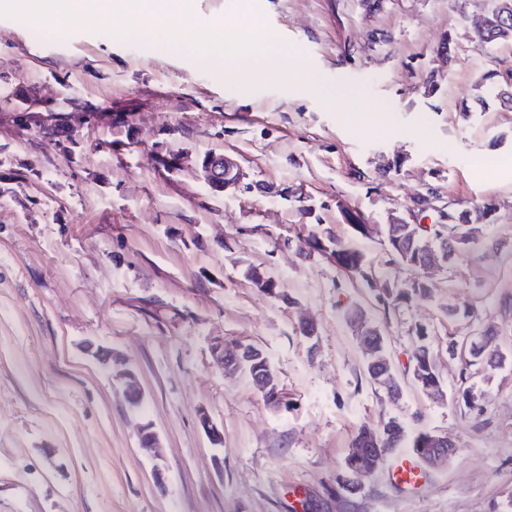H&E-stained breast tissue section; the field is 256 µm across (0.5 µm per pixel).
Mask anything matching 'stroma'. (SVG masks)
<instances>
[{
  "mask_svg": "<svg viewBox=\"0 0 512 512\" xmlns=\"http://www.w3.org/2000/svg\"><path fill=\"white\" fill-rule=\"evenodd\" d=\"M255 5L269 52L303 57L360 122L275 81L239 91L187 49L0 18V97L35 89L87 118L70 151L0 124V512H512V108L483 79L512 68V40L473 43L491 0ZM168 152L179 170L158 164ZM224 155L243 172L226 191L202 169ZM487 203L468 252L402 304L386 289L421 270L395 268L384 233L344 221L350 209L435 224L439 209ZM314 234L363 252L373 282L308 251ZM356 308L383 334L398 402L366 375ZM489 325L502 360L475 374L468 349ZM223 340L262 347L281 407L247 374L225 377ZM422 341L444 400L412 378ZM99 348L136 375L139 406ZM391 419L448 436L455 456L409 489L391 475L404 444L359 493L335 495L359 429ZM147 422L159 451L139 444Z\"/></svg>",
  "mask_w": 512,
  "mask_h": 512,
  "instance_id": "35a3bbf8",
  "label": "stroma"
}]
</instances>
